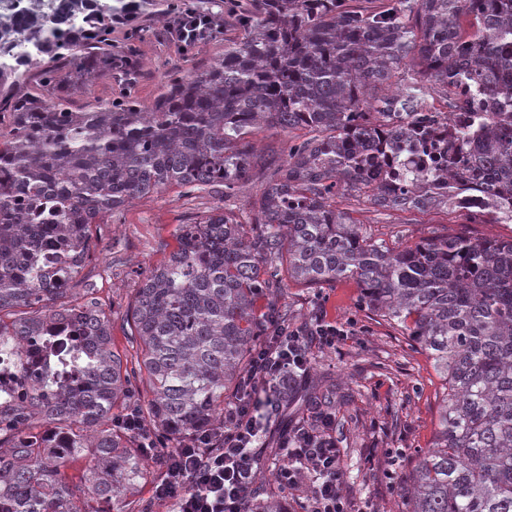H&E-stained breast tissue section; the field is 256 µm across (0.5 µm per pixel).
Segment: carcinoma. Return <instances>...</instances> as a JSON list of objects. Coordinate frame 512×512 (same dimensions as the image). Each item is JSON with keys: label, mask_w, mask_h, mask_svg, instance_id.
Returning <instances> with one entry per match:
<instances>
[{"label": "carcinoma", "mask_w": 512, "mask_h": 512, "mask_svg": "<svg viewBox=\"0 0 512 512\" xmlns=\"http://www.w3.org/2000/svg\"><path fill=\"white\" fill-rule=\"evenodd\" d=\"M10 0L0 13V350L52 342L53 325L85 337L77 384L30 372L27 405H0V512H79L59 478L88 463L82 492L117 501L148 483L178 441L224 418L286 280L309 288L344 279L368 314L399 327L441 381L431 447L419 451L405 512H512V238L466 231L389 246L336 207L360 198L401 211L446 208L422 190L386 198L358 179L359 143L395 115L418 122L429 89L448 111L472 84L495 100L478 162L494 196H512V0H253L232 14L237 35L203 69L162 76L145 105L128 89L90 109L65 98L73 73L128 72L131 44L112 50V5ZM50 57V64L42 58ZM30 71L49 92L15 94ZM402 74L388 95L369 93ZM371 104V111L361 104ZM307 130L286 158L260 154L265 129ZM259 175L251 222L223 202ZM170 186L218 195L178 230V248L140 280L125 312L138 352L112 348L111 319L94 299L58 305L91 257V226ZM58 238L69 251L52 260ZM262 299L268 304L259 306ZM135 411L156 441L112 425ZM250 512H283L253 496Z\"/></svg>", "instance_id": "carcinoma-1"}]
</instances>
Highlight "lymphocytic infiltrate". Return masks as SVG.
I'll list each match as a JSON object with an SVG mask.
<instances>
[{
  "label": "lymphocytic infiltrate",
  "instance_id": "1",
  "mask_svg": "<svg viewBox=\"0 0 512 512\" xmlns=\"http://www.w3.org/2000/svg\"><path fill=\"white\" fill-rule=\"evenodd\" d=\"M348 336L323 312L307 326L269 322L234 400L224 408L223 421L198 430L170 451L161 478L151 485L153 500L170 512H248L258 473L257 448L270 425L275 398L304 385L311 345L332 348ZM334 428L331 416L309 431L298 424L284 443L287 460L276 479L291 490L306 487L304 512H348Z\"/></svg>",
  "mask_w": 512,
  "mask_h": 512
}]
</instances>
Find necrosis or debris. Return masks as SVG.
<instances>
[{"mask_svg":"<svg viewBox=\"0 0 512 512\" xmlns=\"http://www.w3.org/2000/svg\"><path fill=\"white\" fill-rule=\"evenodd\" d=\"M461 95L474 98L476 111L430 109L429 121L418 136L402 133L397 122L379 132L378 137L387 142L391 156L381 164L361 167L360 177L386 197L400 189L413 192L418 187H426L429 194L450 199L456 213L462 217L487 208L490 195L486 176L471 163V149H458L448 135L484 122L491 105L475 97L470 87H462ZM61 356L59 350L25 344L1 354L0 400H16L26 391L25 368L55 367Z\"/></svg>","mask_w":512,"mask_h":512,"instance_id":"1","label":"necrosis or debris"}]
</instances>
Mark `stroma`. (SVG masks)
<instances>
[{
  "mask_svg": "<svg viewBox=\"0 0 512 512\" xmlns=\"http://www.w3.org/2000/svg\"><path fill=\"white\" fill-rule=\"evenodd\" d=\"M132 25L140 29L142 66L135 89L143 103L160 92L167 70L206 67L224 51V36L216 34L180 50L168 26L173 21L172 0H136ZM125 85L123 73L78 74L70 89L74 107L117 96ZM217 202L208 194L184 196L173 186L133 200L116 217L92 227L96 253L69 284L68 302H84L92 292L112 319V342L120 353H132L121 313L135 294L133 271L150 269L178 247L180 225L203 214ZM359 218L368 232L386 244L414 243L455 232L459 218L442 208L403 212L362 204ZM360 287L342 280L323 288L289 284L284 300L310 321L326 308L340 326L354 324L357 334L333 349L312 348L313 373L330 371L339 383L336 401V441L342 459L343 490L352 507L371 512H401L404 484L416 463L418 449L429 447L438 421L436 395L440 381L425 353L416 351L400 329L370 320L357 305Z\"/></svg>",
  "mask_w": 512,
  "mask_h": 512,
  "instance_id": "obj_1",
  "label": "stroma"
}]
</instances>
